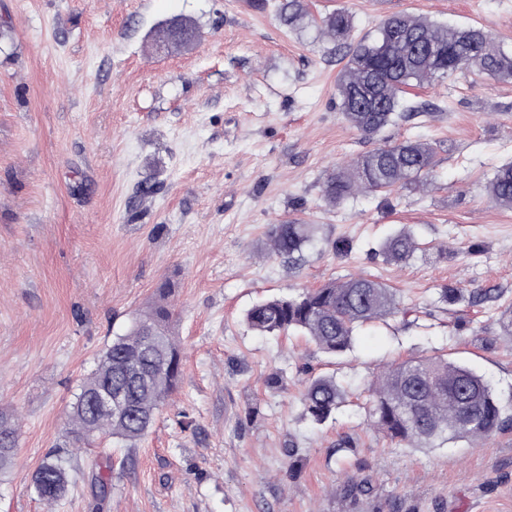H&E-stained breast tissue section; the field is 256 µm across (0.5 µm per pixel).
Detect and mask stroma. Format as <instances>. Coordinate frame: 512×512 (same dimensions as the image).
I'll use <instances>...</instances> for the list:
<instances>
[{
    "label": "stroma",
    "instance_id": "stroma-1",
    "mask_svg": "<svg viewBox=\"0 0 512 512\" xmlns=\"http://www.w3.org/2000/svg\"><path fill=\"white\" fill-rule=\"evenodd\" d=\"M304 4L347 9L358 37L410 13L478 25L512 52V0ZM177 16L194 20L196 44L156 55L155 29ZM340 70L314 26L280 23L274 0H0V407L21 419L0 512H512V428L474 448H406L363 409L382 367L441 354L512 399V208L486 194L512 161V80L471 71L412 89L429 112L380 138L430 142L431 189L329 205L328 171L370 148L339 110ZM290 221L314 227L292 265L267 247L271 225ZM403 227L420 249L387 262L380 246ZM351 276L396 288L409 314L361 328L341 360L244 320L260 300ZM167 280L178 391L135 449L99 439L81 453L48 507L32 473L99 355ZM447 284L492 295L444 312ZM326 373L345 401L314 425L301 391ZM107 460L99 505L90 479ZM349 478L370 494L340 495Z\"/></svg>",
    "mask_w": 512,
    "mask_h": 512
}]
</instances>
